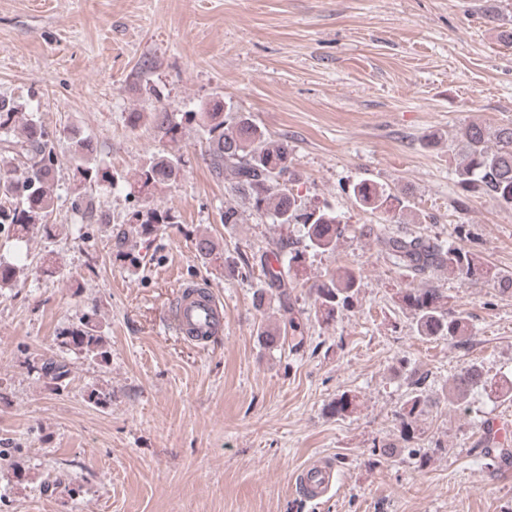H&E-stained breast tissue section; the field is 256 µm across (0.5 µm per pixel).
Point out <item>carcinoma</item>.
I'll return each instance as SVG.
<instances>
[{
  "label": "carcinoma",
  "mask_w": 512,
  "mask_h": 512,
  "mask_svg": "<svg viewBox=\"0 0 512 512\" xmlns=\"http://www.w3.org/2000/svg\"><path fill=\"white\" fill-rule=\"evenodd\" d=\"M29 108L0 98V225L12 227L13 236L26 241L37 235H50L49 216L54 209L53 185L58 155L52 135L35 117L17 125L19 115ZM150 120L158 132L177 141L178 125L163 110L130 112V127H138ZM200 126L206 135L209 172L214 179L227 185L233 196L248 204L251 214L269 218L279 226L299 224L302 239L292 241L280 238L260 255L242 254L239 264L251 267L259 260L264 280L254 297L260 309L271 293L278 294L282 304H288V270L304 265L309 253L334 252L348 232L340 215L318 205L304 206L298 201L289 184L296 181L288 143L268 136L245 112H237L215 98L199 113ZM69 162L75 179L74 207L81 209L83 193L87 188L108 180L99 175L93 163L94 142L91 136L73 128L69 132ZM448 152L457 157L453 172L455 187L469 197H484L499 207L512 211V125L487 126L472 122L465 125L458 136L448 141ZM180 158L163 149L149 156L138 166L133 186L156 189L171 186L178 180ZM354 203L371 212L388 213L398 208L401 213H413L409 196L394 195L371 179H362L351 188ZM175 223L168 209L142 207L129 214L127 227L113 235L115 256L136 262L134 247L137 240L150 238ZM375 241L389 262L416 276L436 268L465 280H475L486 274L474 254L444 244L423 235H391L378 233ZM218 245L208 236L195 240L196 257L208 260ZM362 280L361 271L345 268L338 273L323 276L314 283L315 314L328 323L353 307ZM402 306L414 320L416 336L423 340L448 339L459 341L469 336L468 323L462 316H453L445 308L440 289L405 288L399 292ZM259 342L275 348L283 339L280 328L259 326ZM59 345L105 362L110 351L100 325L90 316L62 330L56 336ZM42 377L57 385L67 379L70 370L66 361L48 357L40 366ZM412 389L402 405L400 414L401 440L416 437L418 422L431 407V401L421 388V380L411 382ZM482 389L491 395L512 401V381L498 382L486 376L483 367L472 364L453 378L449 402L467 397ZM331 412L345 416L356 409L355 397L342 394L330 404Z\"/></svg>",
  "instance_id": "1"
}]
</instances>
